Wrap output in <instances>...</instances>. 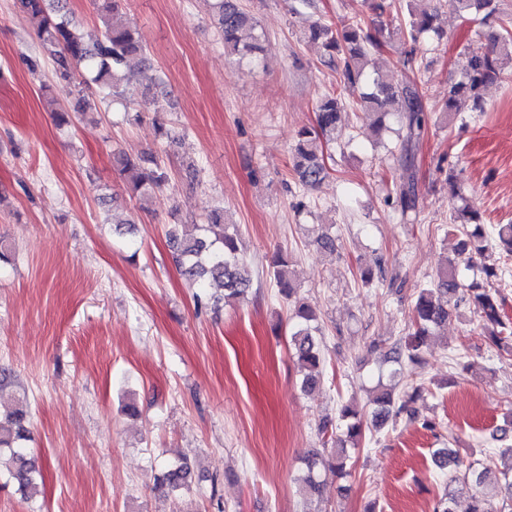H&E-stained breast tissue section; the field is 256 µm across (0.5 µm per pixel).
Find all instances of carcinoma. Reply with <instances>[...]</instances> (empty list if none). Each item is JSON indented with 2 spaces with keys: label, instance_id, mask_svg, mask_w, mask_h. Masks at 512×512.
I'll use <instances>...</instances> for the list:
<instances>
[{
  "label": "carcinoma",
  "instance_id": "cac0c4a2",
  "mask_svg": "<svg viewBox=\"0 0 512 512\" xmlns=\"http://www.w3.org/2000/svg\"><path fill=\"white\" fill-rule=\"evenodd\" d=\"M124 0H93L101 23V31L92 34L78 27L70 18L66 0H19V8L35 29L42 51L56 64L57 77L68 80L80 72L78 84V111L96 108V91L115 98L132 64L148 65V49L140 32L122 19ZM458 10L466 20L482 25H497L495 35L489 38L485 50L465 55L462 78L448 85L445 111L457 114L466 108H481L484 87L501 77L503 65L512 64V23L498 16L496 0H457ZM213 22L224 40V50L231 56L254 58L262 52L261 36L257 24L234 0H212ZM385 0L373 4L372 19L375 33H367L361 23H340L317 19L308 24L304 35L320 45L330 58L342 56L343 80L360 87L358 108L369 120L372 130L379 133L387 129L392 114H400L406 134L401 139L403 148L418 138L429 116L417 87L413 84L393 85L377 68H370L372 56L381 52L386 39L395 31L385 20ZM408 23L400 34L413 42L439 41L442 33L435 25V15L413 9L407 4ZM344 107L335 93L323 94L316 105L314 126L304 129L294 147L293 168L299 183L313 187L327 175L328 168L321 139L336 134L340 113ZM115 174L128 193L145 204L169 183L170 172L156 153L130 155L120 149L112 151ZM452 227L463 238L460 250L439 264L436 279L419 289L409 316L408 333L386 351V360L400 363L407 360L419 363L428 345L432 328L448 322L449 305L469 302L482 329L489 331L498 347H509L512 325L501 314L499 291L485 288L478 282L464 285L459 279V266L463 262L480 261L483 273L498 276L501 260L512 256V224H498L493 234H485L479 213L472 209L456 186H451ZM396 206L406 216L416 210L415 183L403 185L396 197ZM173 248V259L181 275L198 288V297L214 307L229 298L247 295L252 279L243 255L238 227L224 222V210L216 207L209 211L205 224H170L166 232ZM273 279L280 293L287 299L295 294L291 259L278 252L271 261ZM321 331L318 317L306 302H295L289 346L298 372L302 375L301 388L312 391L322 383L323 356L317 332ZM425 386L415 384L399 395L382 391L370 399V425L376 432L389 422L406 415L409 422L418 420L414 404L423 396ZM322 446L329 449L322 464L310 460L302 477L305 487L312 493L320 492L326 476L347 474L348 450L356 449L368 441L359 411L350 404L340 406L336 421L326 420L318 425ZM25 413L20 409L0 411V453L9 451L11 479L25 492L35 487L37 461L28 456L23 442L29 440ZM500 453L508 465L498 475L480 472L473 466H463L458 450L437 448L433 451L436 464L450 469L449 481L472 489L469 512H512V446L505 445ZM195 479L187 462L167 464L155 477L156 488L167 494L187 490ZM486 483L503 487L505 495L494 503L480 494L478 488Z\"/></svg>",
  "mask_w": 512,
  "mask_h": 512
}]
</instances>
